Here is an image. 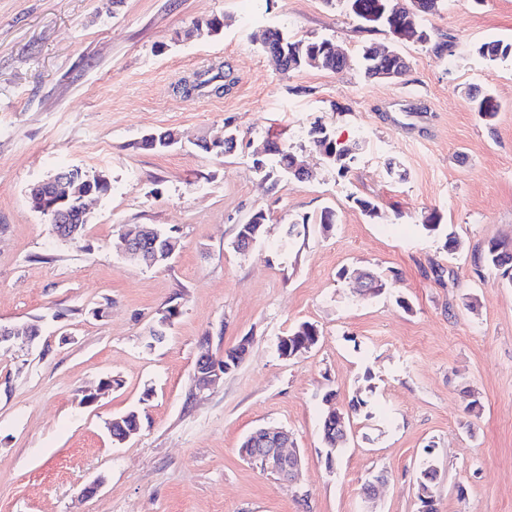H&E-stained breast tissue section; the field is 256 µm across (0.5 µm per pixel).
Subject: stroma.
Returning <instances> with one entry per match:
<instances>
[{
    "label": "stroma",
    "instance_id": "obj_1",
    "mask_svg": "<svg viewBox=\"0 0 512 512\" xmlns=\"http://www.w3.org/2000/svg\"><path fill=\"white\" fill-rule=\"evenodd\" d=\"M214 17L218 35L192 36ZM421 24L430 43L363 31L325 0H0V324L39 329L0 349V512H422L415 477L428 462L438 512H512V283L481 259L512 241V57L478 53L512 42V0H442ZM269 28L330 39L347 62L281 71L255 39ZM367 45L402 54L406 75L366 79ZM218 65L223 95L184 93ZM473 86L498 102L493 120ZM317 120L354 146L346 169L306 149ZM228 126L235 153L201 149ZM160 129L179 145L140 148ZM262 142L296 148L309 178L281 179L274 154L256 168ZM66 166L110 184L77 243L28 202ZM259 209L263 237L235 251ZM327 209L328 230L315 222ZM433 210L445 231L424 230ZM304 216L313 224L286 242ZM129 224L171 231L174 259L128 261ZM344 267L380 272L385 290L356 295ZM171 305L178 316L151 343ZM304 321L317 344L281 357L280 337ZM245 338L239 366L198 389L200 354ZM110 378L117 387L83 403ZM331 402L349 414V440L330 463ZM131 410L138 435L113 443L108 422ZM264 426L294 436L295 483L241 457Z\"/></svg>",
    "mask_w": 512,
    "mask_h": 512
}]
</instances>
